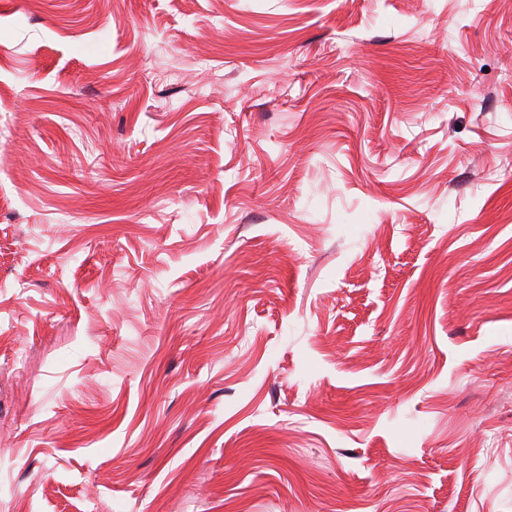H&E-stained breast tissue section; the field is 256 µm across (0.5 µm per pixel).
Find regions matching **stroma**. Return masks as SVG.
Instances as JSON below:
<instances>
[{
  "mask_svg": "<svg viewBox=\"0 0 512 512\" xmlns=\"http://www.w3.org/2000/svg\"><path fill=\"white\" fill-rule=\"evenodd\" d=\"M511 70L512 0H0V512H512Z\"/></svg>",
  "mask_w": 512,
  "mask_h": 512,
  "instance_id": "35a3bbf8",
  "label": "stroma"
}]
</instances>
